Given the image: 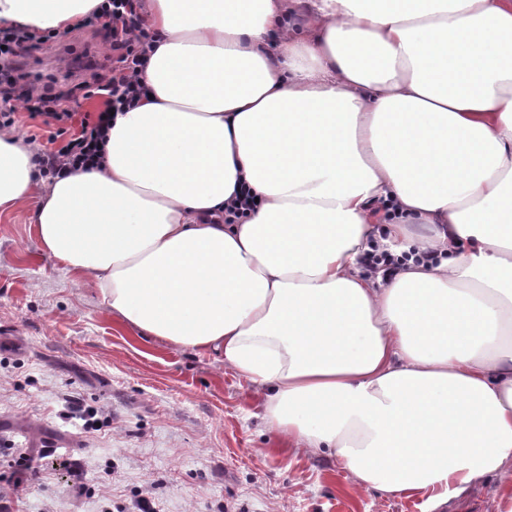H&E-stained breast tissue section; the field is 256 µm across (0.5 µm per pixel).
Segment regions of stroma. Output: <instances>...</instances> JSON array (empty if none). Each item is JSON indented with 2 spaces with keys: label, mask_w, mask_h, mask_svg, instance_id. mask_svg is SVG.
Segmentation results:
<instances>
[{
  "label": "stroma",
  "mask_w": 512,
  "mask_h": 512,
  "mask_svg": "<svg viewBox=\"0 0 512 512\" xmlns=\"http://www.w3.org/2000/svg\"><path fill=\"white\" fill-rule=\"evenodd\" d=\"M90 30L59 31L26 53L21 74L64 83L63 55L94 59ZM35 200L0 216V449L29 464L49 438L79 459L88 490L65 470L20 473L0 456V504L10 512H133L154 489L158 512H498L489 477L434 503L359 489L327 456L288 454L263 419L262 399L213 356L119 325L95 281L62 271L30 229ZM108 416L86 433L64 398Z\"/></svg>",
  "instance_id": "obj_1"
}]
</instances>
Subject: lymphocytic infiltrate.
I'll return each mask as SVG.
<instances>
[{"label":"lymphocytic infiltrate","instance_id":"1","mask_svg":"<svg viewBox=\"0 0 512 512\" xmlns=\"http://www.w3.org/2000/svg\"><path fill=\"white\" fill-rule=\"evenodd\" d=\"M140 0H107L100 13L85 21L103 38L116 58L107 73H95L77 87H37L19 84L10 76L0 78V131L15 129L16 103H23L30 117L57 121L49 133L48 149L39 151L42 177L52 179L69 170L93 169L104 161V145L113 117L133 108L142 94L139 73L152 49L153 34L145 29L139 11ZM82 90L84 99L100 98L104 108L75 116L67 104L74 90Z\"/></svg>","mask_w":512,"mask_h":512}]
</instances>
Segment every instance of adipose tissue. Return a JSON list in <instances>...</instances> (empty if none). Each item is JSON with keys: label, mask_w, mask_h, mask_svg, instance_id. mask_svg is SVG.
Masks as SVG:
<instances>
[{"label": "adipose tissue", "mask_w": 512, "mask_h": 512, "mask_svg": "<svg viewBox=\"0 0 512 512\" xmlns=\"http://www.w3.org/2000/svg\"><path fill=\"white\" fill-rule=\"evenodd\" d=\"M105 3L0 0V21L72 30ZM144 20V94L103 166L45 182L0 134V215L43 187L41 249L123 325L222 361L291 454L388 497L494 476L512 503V0H144ZM379 242L408 260L371 276Z\"/></svg>", "instance_id": "ef3b65f1"}]
</instances>
